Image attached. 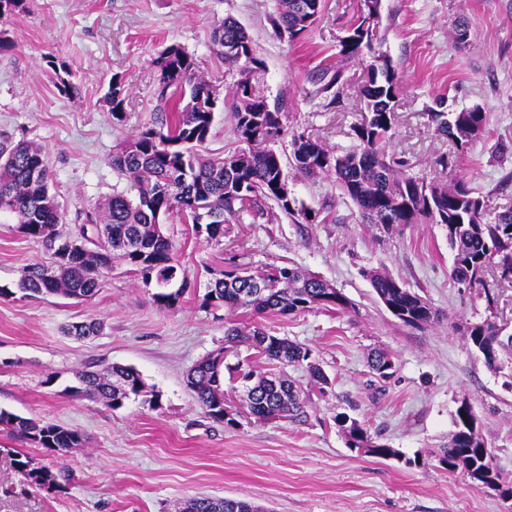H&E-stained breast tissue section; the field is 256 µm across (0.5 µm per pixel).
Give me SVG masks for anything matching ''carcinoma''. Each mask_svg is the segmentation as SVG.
Segmentation results:
<instances>
[{
	"mask_svg": "<svg viewBox=\"0 0 512 512\" xmlns=\"http://www.w3.org/2000/svg\"><path fill=\"white\" fill-rule=\"evenodd\" d=\"M324 0H279L275 21L279 36L290 41L304 37L323 11ZM380 0H364V11L341 41V53L354 55L365 47L374 50L378 39ZM214 44L224 63L236 68L237 80L227 101L235 131L243 147L222 157H208L202 148L208 141L214 111L208 106L212 85L199 73L193 55L178 45L167 47L153 63L159 67L160 82L156 111L161 119L112 154V168L133 181L134 196L114 192L90 207L85 223L75 232L59 230L60 205L50 192L46 153L42 147L24 141H0V213L16 217L17 230L41 243L51 255L47 264L27 266L16 289L0 287V298L60 296L88 299L101 288L112 259L120 258L133 277L146 287L155 288L152 298L161 309L176 306L195 287L180 275L176 249L160 231L158 217L175 214L191 224L196 237L208 242L224 236V223L240 212L253 217L265 215L264 207L274 202L287 215L310 223L316 215L299 211L281 200L286 186L283 157L273 143L287 135L282 117L288 110V95L269 100L255 93L247 73L262 61L253 51L246 29L228 17L214 31ZM367 83L361 89L364 105L362 122L354 126L356 144L342 155L333 154L320 142L302 134L292 135L294 166L309 177L335 176L344 197L357 207L364 224H376L390 231L398 224H440L446 231L453 253L452 279L462 285L485 286L487 268L499 270L504 280L512 279V211L485 219V201L473 195L463 181L452 185L428 182L400 169V163L387 158L384 145L395 125L394 100L399 93L398 77L385 55L375 56ZM46 62L56 76L59 91H75L67 65L48 55ZM112 113L124 109L126 89L120 75L112 77L107 94ZM428 108L435 132L454 144H467L487 130V114L479 108L461 112L443 109V98ZM380 301L394 309V316L406 326L421 328L434 321L426 298L405 288L381 270L368 273ZM328 284L297 267L270 265L253 271L215 269L206 285L204 303L230 312L288 316L314 307L344 311L351 302L341 292L330 293ZM498 325L486 319L464 327L462 336L483 358L485 365L498 370L503 357L512 355V334H497ZM103 324L96 320L74 323L70 335L89 338L99 335ZM226 342L246 343L258 357L273 360L282 367L306 366L310 377L328 383L311 350L286 337L269 334L255 325L248 330L229 327ZM221 355L196 363L186 375V385L209 418L224 420V388ZM370 372L378 379L392 377L395 362L384 351L371 353ZM250 380L244 407L250 414L276 409L289 422L307 417L306 402L288 376L280 371L269 375L253 368L236 371ZM76 395H86L118 409L131 398L148 396L141 375L130 367L113 364L99 370L81 369L74 373ZM347 444L364 453L386 458L393 450L370 434L365 425L345 413L334 417ZM0 427L50 452L62 453L81 448L86 439L77 429L53 422L22 417L0 409ZM472 409L458 407L455 430L440 448L439 462L446 469L462 471L473 484L487 479L498 481L512 495V477L497 470ZM30 485L41 488L54 484L62 489L71 480L67 470L52 472L30 466L26 458L16 459ZM179 512H264L241 499L197 496L186 500Z\"/></svg>",
	"mask_w": 512,
	"mask_h": 512,
	"instance_id": "1",
	"label": "carcinoma"
}]
</instances>
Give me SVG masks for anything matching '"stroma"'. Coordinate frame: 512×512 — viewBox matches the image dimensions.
Instances as JSON below:
<instances>
[{"label": "stroma", "mask_w": 512, "mask_h": 512, "mask_svg": "<svg viewBox=\"0 0 512 512\" xmlns=\"http://www.w3.org/2000/svg\"><path fill=\"white\" fill-rule=\"evenodd\" d=\"M362 0H325L321 18L301 40L277 37V0H26L0 16V139L41 146L50 188L63 207L62 232L84 221L88 205L113 192H131L113 170L112 154L157 118L153 60L177 44L192 54L218 98L230 97L238 74L211 41L225 17L247 30L262 68L254 82L268 98L287 92L289 131L318 138L342 152L360 122V88L375 53L386 55L400 83L394 135L387 153L411 174L464 180L484 197L487 220L512 208V0H381L377 52H340V40ZM464 17L470 37L458 44L452 23ZM66 61L74 94H61L46 56ZM341 71L338 102L319 95L325 71ZM128 95L123 121L106 99L113 75ZM459 112L480 107L489 121L481 139L454 147L427 117L436 96ZM288 188L315 223L286 215L274 221L242 215L225 225L221 243L195 237L170 216L164 225L180 269L197 288L171 309L158 308L151 289L115 263L100 293L88 301L46 296L0 299V408L80 430L84 447L56 454L0 430V512H175L192 496L245 499L269 512H512V501L476 488L436 454L468 401L494 463L512 475V362L488 369L462 337L487 319L512 327V287L483 289L455 283L453 254L438 224L384 231L362 223L333 175L309 178L293 165L289 141L278 142ZM448 154L447 167L435 166ZM15 217H0V286H14L28 264L48 261ZM294 265L343 293L352 310L315 307L270 316V333L304 344L328 375L318 391L303 367L288 368L307 400V421L230 425L207 418L186 386L203 358L223 353L225 364L247 358L246 346L225 348L228 321L249 316L205 306L207 268ZM381 269L426 298L438 315L421 329L400 323L374 292L367 273ZM94 319L100 335L79 340L66 325ZM375 348L394 359L386 382L367 367ZM112 364L133 367L155 399H130L119 409L68 393L73 372ZM345 413L364 422L393 448L382 459L348 447L334 423ZM66 468L71 482L46 491L31 487L15 464Z\"/></svg>", "instance_id": "obj_1"}]
</instances>
